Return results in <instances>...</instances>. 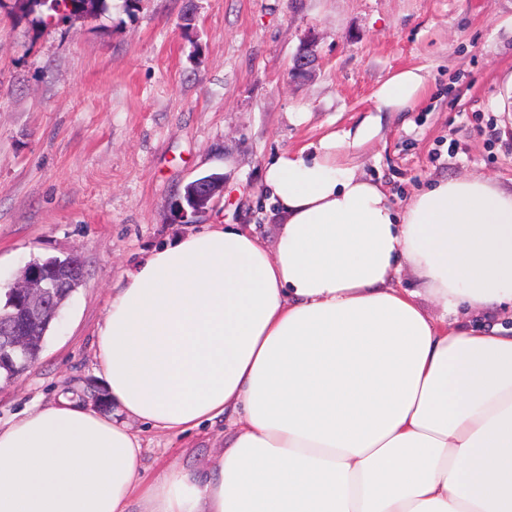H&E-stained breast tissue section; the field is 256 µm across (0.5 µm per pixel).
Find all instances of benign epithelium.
<instances>
[{"instance_id": "1", "label": "benign epithelium", "mask_w": 512, "mask_h": 512, "mask_svg": "<svg viewBox=\"0 0 512 512\" xmlns=\"http://www.w3.org/2000/svg\"><path fill=\"white\" fill-rule=\"evenodd\" d=\"M314 64V57L308 47H302L293 60L290 74L298 79L306 76ZM213 197L211 182L207 179L195 182L193 196L189 197L193 216L205 213L206 204ZM188 211L183 205L177 206V214L184 218ZM74 256L65 259L64 266L72 273L64 278L50 281L46 277L47 268L36 264L25 267L19 277L12 283L11 289L21 298V305L12 322L4 327L1 335L5 336V348L21 349L25 346L32 326L48 318H55L58 312L52 310L53 289L75 288L84 277V268L73 263Z\"/></svg>"}]
</instances>
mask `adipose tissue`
I'll list each match as a JSON object with an SVG mask.
<instances>
[{
    "label": "adipose tissue",
    "mask_w": 512,
    "mask_h": 512,
    "mask_svg": "<svg viewBox=\"0 0 512 512\" xmlns=\"http://www.w3.org/2000/svg\"><path fill=\"white\" fill-rule=\"evenodd\" d=\"M424 85L398 72L378 110ZM376 133L266 166L275 248L215 224L126 270L94 342L122 420L63 398L0 427V512H512V331L457 314L512 301V188L444 179L395 210L337 157ZM405 264L445 317L393 286ZM228 408L208 474L146 482L129 421L182 432Z\"/></svg>",
    "instance_id": "1"
}]
</instances>
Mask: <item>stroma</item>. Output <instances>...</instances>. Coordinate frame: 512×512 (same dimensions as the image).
<instances>
[{"mask_svg":"<svg viewBox=\"0 0 512 512\" xmlns=\"http://www.w3.org/2000/svg\"><path fill=\"white\" fill-rule=\"evenodd\" d=\"M315 66L287 72L303 43ZM421 69L412 108L375 111L396 73ZM512 0H123L46 23L0 0V289L35 258L79 255L85 281L38 360L0 379V425L104 391L94 339L121 275L153 247L211 224L275 247L282 218L261 192L283 150L371 123L346 154L396 207L447 178L512 186ZM217 173L207 212L179 223L185 186ZM145 478L211 469L230 442L217 419L173 434L133 424Z\"/></svg>","mask_w":512,"mask_h":512,"instance_id":"35a3bbf8","label":"stroma"}]
</instances>
